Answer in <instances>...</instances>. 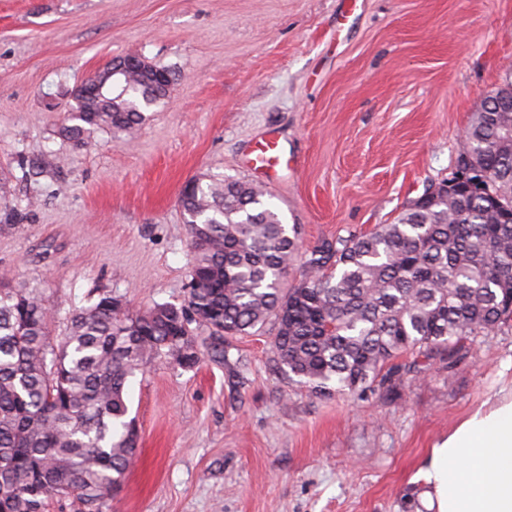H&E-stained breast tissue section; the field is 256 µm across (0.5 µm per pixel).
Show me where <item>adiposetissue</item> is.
I'll list each match as a JSON object with an SVG mask.
<instances>
[{
	"mask_svg": "<svg viewBox=\"0 0 512 512\" xmlns=\"http://www.w3.org/2000/svg\"><path fill=\"white\" fill-rule=\"evenodd\" d=\"M427 512H512V390L439 439L413 478Z\"/></svg>",
	"mask_w": 512,
	"mask_h": 512,
	"instance_id": "adipose-tissue-1",
	"label": "adipose tissue"
}]
</instances>
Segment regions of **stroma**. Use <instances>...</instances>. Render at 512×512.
<instances>
[{
  "mask_svg": "<svg viewBox=\"0 0 512 512\" xmlns=\"http://www.w3.org/2000/svg\"><path fill=\"white\" fill-rule=\"evenodd\" d=\"M127 56L173 73L165 103L134 136L72 149L57 127L74 87ZM509 76L512 0H0V273L42 288L55 336L102 294L183 305L188 180L250 178L245 151L274 133L297 167L267 191L303 247L366 233L450 176ZM273 334L132 378L138 450L110 512H420L429 448L512 381V326L455 370L361 396L289 381Z\"/></svg>",
  "mask_w": 512,
  "mask_h": 512,
  "instance_id": "stroma-1",
  "label": "stroma"
}]
</instances>
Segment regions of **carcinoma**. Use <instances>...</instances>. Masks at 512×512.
Listing matches in <instances>:
<instances>
[{
	"instance_id": "cac0c4a2",
	"label": "carcinoma",
	"mask_w": 512,
	"mask_h": 512,
	"mask_svg": "<svg viewBox=\"0 0 512 512\" xmlns=\"http://www.w3.org/2000/svg\"><path fill=\"white\" fill-rule=\"evenodd\" d=\"M103 94L118 111L62 119L73 148L100 129L136 132L166 90L132 71ZM467 159L482 193L440 195L305 251L258 185L193 178L179 198L197 282L187 305L132 314L103 294L70 312L54 342L39 288L1 274L0 512L71 497L83 512H109L137 451L128 382L156 357L194 367L180 355L187 336L222 363L226 336L270 322L280 369L320 395L400 386L423 373L393 363L407 352L454 370L470 338L512 320V112L472 117L457 163Z\"/></svg>"
}]
</instances>
